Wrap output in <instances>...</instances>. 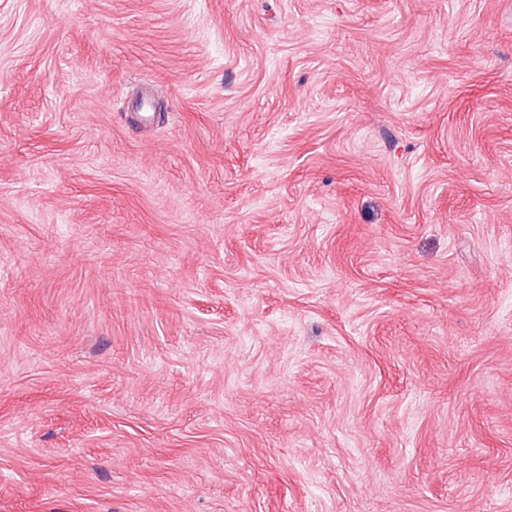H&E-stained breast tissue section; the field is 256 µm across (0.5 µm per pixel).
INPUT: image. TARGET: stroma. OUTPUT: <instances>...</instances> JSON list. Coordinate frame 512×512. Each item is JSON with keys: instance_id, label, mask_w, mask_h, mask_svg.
Instances as JSON below:
<instances>
[{"instance_id": "1", "label": "stroma", "mask_w": 512, "mask_h": 512, "mask_svg": "<svg viewBox=\"0 0 512 512\" xmlns=\"http://www.w3.org/2000/svg\"><path fill=\"white\" fill-rule=\"evenodd\" d=\"M0 512H512V0H0Z\"/></svg>"}]
</instances>
